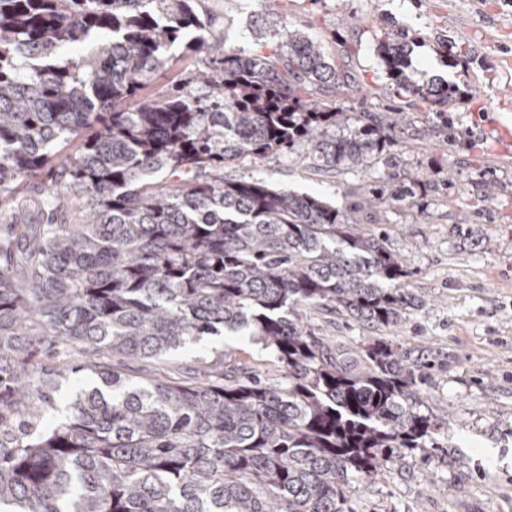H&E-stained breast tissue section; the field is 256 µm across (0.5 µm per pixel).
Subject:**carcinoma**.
<instances>
[{"instance_id":"carcinoma-1","label":"carcinoma","mask_w":512,"mask_h":512,"mask_svg":"<svg viewBox=\"0 0 512 512\" xmlns=\"http://www.w3.org/2000/svg\"><path fill=\"white\" fill-rule=\"evenodd\" d=\"M195 0H0V209L42 171L36 214L0 235V512H354L352 484L429 452L426 373L385 337L419 298L404 259L313 195L224 175L297 154L367 169L369 202L408 206L388 172L405 115L377 121L309 93L344 68L289 29L242 55ZM410 37L387 25L388 88L432 112L454 88L418 85ZM203 53L192 84L143 94L173 51ZM380 332L359 355L311 314ZM250 336L284 372L134 377L203 336ZM90 369L66 414L58 379Z\"/></svg>"}]
</instances>
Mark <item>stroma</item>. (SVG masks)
Instances as JSON below:
<instances>
[{"instance_id":"35a3bbf8","label":"stroma","mask_w":512,"mask_h":512,"mask_svg":"<svg viewBox=\"0 0 512 512\" xmlns=\"http://www.w3.org/2000/svg\"><path fill=\"white\" fill-rule=\"evenodd\" d=\"M197 9L215 37L246 54L279 32L304 31L348 71L344 89L322 94L323 103L407 115L393 165L414 186L407 207L363 208L360 173L317 171L293 155L224 168L324 198L360 215L366 232L386 231L410 288L427 301L398 340L429 369L423 410L439 447L429 462L409 457L357 490L355 512H512V152L503 153L495 131L512 129V0H408L404 10L395 0H278L272 12L264 0H198ZM388 23L413 39L416 82L456 87L444 112L387 90L377 33ZM223 346V337L207 336L132 370L174 372Z\"/></svg>"}]
</instances>
